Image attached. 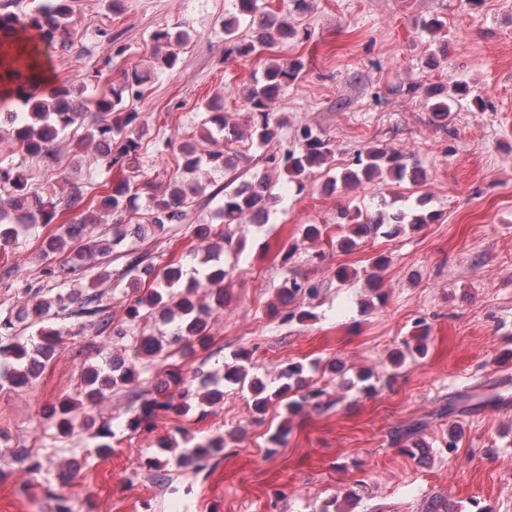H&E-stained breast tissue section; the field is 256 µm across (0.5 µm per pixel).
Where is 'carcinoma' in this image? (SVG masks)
<instances>
[{
    "mask_svg": "<svg viewBox=\"0 0 512 512\" xmlns=\"http://www.w3.org/2000/svg\"><path fill=\"white\" fill-rule=\"evenodd\" d=\"M16 2L0 0V111L8 114L6 119L0 121V143L17 147L18 153L24 158L43 159L49 156V147L55 141L65 138L73 130L83 128L85 133L81 141L95 145L103 142L109 146L107 153L97 157L101 169L135 168L143 149L144 124L140 113L129 107L128 101L143 96L150 72L172 71L181 63L174 45L181 44L188 33L182 31L175 35L166 27L155 30L151 35L154 53L149 72L136 67L125 69L119 83L98 88L92 93L88 92L86 86L74 88L65 82L44 87L40 68L45 53L50 49L59 53L72 44L69 19L73 14V0H41L32 3L26 10L13 11L11 7ZM246 20L252 28V35L241 39L238 31L241 22ZM223 29L228 54L258 60L297 36V29L288 20L259 5V0H235V13L224 19ZM102 36L106 37L110 46V54L105 60L108 67L112 60L125 56L128 48L105 30ZM303 68L300 57L284 65L270 62L264 66L261 75L253 78L245 88L242 104L247 112V132L251 143L257 147H266L277 139L281 123L276 119L274 104L288 86L299 78ZM469 95L470 89L463 84L457 86L453 97L448 96L443 87L434 85L425 91V104L433 119L442 122L448 120L455 97L466 98ZM223 109L224 97L220 94L205 104L207 116L203 130L199 138L192 137L179 145L176 169L160 195L151 192L149 181L135 184L124 180L113 185L106 195L97 196L92 191L96 182L90 174L86 183L72 184L67 198L45 197L29 185L28 178L17 171L16 164L0 165L1 242L38 224L53 223L61 207L71 209L83 201L87 202L85 210L78 213L71 223L62 226V231L43 239L41 255L46 263L43 275L49 280L55 278L56 274L52 267L54 258L61 254L65 256L69 274L83 276L94 265L98 269L97 279H111V271L108 270L111 248L120 246L126 238L128 225L125 221L133 218L134 212L132 201L143 194L148 198V224H135L136 234L147 228L162 232L169 224H182L186 221L191 203L201 205L211 198L223 196V203L215 218L198 221L195 234L203 242L216 238L224 245L207 247L187 286H181V267L172 264L159 266L145 254L128 252L122 276L130 279L132 296L125 308L123 327L118 329L113 325L103 302V294L94 292L81 295L58 291L36 304L31 323L43 321L52 315L88 317L96 332L124 336L140 320L150 315L164 324L178 321L177 331L170 338L139 337L134 348L136 356L142 353L157 356L170 347L192 353L195 347L203 348L209 343L212 319L223 312L228 302V294L224 290V278L228 271L224 269L222 252H236L239 248L217 229V225L238 224L255 210L267 211L273 201L272 189L279 180L283 179L302 190L313 170L330 165L332 158L329 140L314 133L311 128L303 127L298 130L295 147L266 154L262 172L229 189L215 179V174L230 169V157L222 150L204 149L200 145L202 141L212 143L219 136L235 139L244 135L237 124L229 121ZM89 112L94 114V119L87 125L85 119ZM384 175L397 182L406 179L418 182L421 179L420 171L408 166L404 155L369 147L357 155L355 167L347 168L329 179L324 183L323 190L333 193L339 183L356 186L363 182L371 183ZM199 195L202 199L194 201ZM379 207L375 218L359 209L344 212L341 218L348 221V230L347 234L337 239V247L350 251L357 246V239L372 230L381 229L387 236H396L405 230L407 224H425L434 218L432 214L389 210L384 198L380 200ZM93 213L97 216L95 223L106 224L112 230V244L102 245L94 237L83 238L88 215ZM388 262V257H378L372 263L373 271L366 274L368 286L378 299L382 298V293L376 270L384 268ZM201 288L207 289L210 299L205 306L196 300ZM319 291L318 286L307 285L296 279L289 281L286 286L290 298L304 295L313 299ZM41 336L42 343L35 353L47 359L61 338V332L44 329ZM424 351V336L420 335L414 338V342L406 341L403 347L394 349L390 354L391 364L398 368L407 356L421 355ZM0 357L10 361L8 369L0 374L1 380L16 386L29 382L36 359L26 345L19 341L0 345ZM246 359L248 356L244 352L234 354V363L226 366L225 379L248 384L254 414H264L275 400L283 404L290 416L297 415L306 403L324 410L334 405L329 392L320 387L294 397V393L305 387L302 364H281L278 372L281 384L271 392L261 379L247 378L248 372L243 364ZM167 376L180 387L177 396L144 403L140 413L129 421V429H139L145 421L160 412L184 416L203 402L216 403L224 398V392L210 386L207 378L201 380L197 389L188 385L181 370L174 366L167 370ZM135 378V367L124 362H114L106 370L88 366L83 378V390L79 391V397L62 402L56 427L62 435L70 434L78 417L95 405L106 391L127 386ZM420 431L421 425L413 424L396 434V440L405 453L411 455L420 449ZM223 450L224 437H211L185 449L179 455L177 464L203 470Z\"/></svg>",
    "mask_w": 512,
    "mask_h": 512,
    "instance_id": "cac0c4a2",
    "label": "carcinoma"
}]
</instances>
